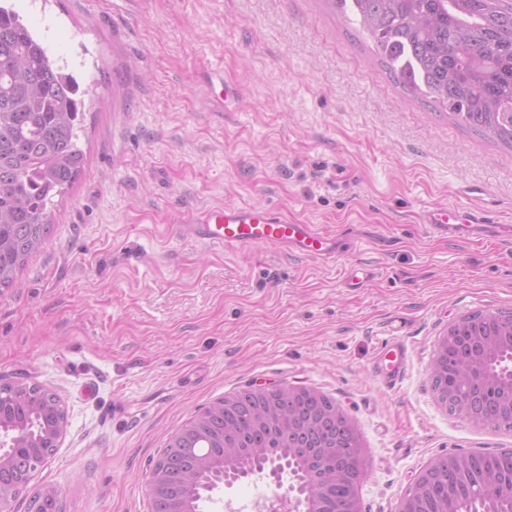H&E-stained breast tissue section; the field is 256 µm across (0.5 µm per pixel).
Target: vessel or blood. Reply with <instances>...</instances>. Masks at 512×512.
<instances>
[{
  "mask_svg": "<svg viewBox=\"0 0 512 512\" xmlns=\"http://www.w3.org/2000/svg\"><path fill=\"white\" fill-rule=\"evenodd\" d=\"M425 222L451 238H466L476 227L471 212L436 208L426 212ZM188 232L204 245L220 244L228 250L259 245H276L310 259H333L340 252L334 236L313 224L288 222L270 209L258 206L213 207L194 214ZM408 359L407 346L398 340L385 344L376 374L389 388L402 378Z\"/></svg>",
  "mask_w": 512,
  "mask_h": 512,
  "instance_id": "vessel-or-blood-1",
  "label": "vessel or blood"
}]
</instances>
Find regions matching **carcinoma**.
Masks as SVG:
<instances>
[{"label": "carcinoma", "instance_id": "obj_1", "mask_svg": "<svg viewBox=\"0 0 512 512\" xmlns=\"http://www.w3.org/2000/svg\"><path fill=\"white\" fill-rule=\"evenodd\" d=\"M359 17L392 80L409 93L448 110L461 127L512 150V0H330ZM86 90L57 66L14 10L0 6V288L14 285L28 257L38 251L53 223L54 198L64 197L82 175L86 155L78 145ZM480 325L501 336L512 333L507 314L475 311L454 321L459 344ZM432 389L438 402L456 414L448 394L458 389L448 377L454 355L435 351ZM474 388L489 403L476 422L512 430V412L500 406L499 389L486 375ZM282 421L272 429L251 427L260 397L250 389L233 394L224 407V427L237 431L235 454L224 471L199 473L191 505L222 479L231 483L270 468L289 472L305 493L318 480L317 461L339 445L355 465L351 484L333 487L324 512H338L366 472L361 438L351 447L339 441L336 402L324 393L290 400L273 395ZM312 423L305 448H290L288 423ZM222 427V428H224ZM216 427L214 435L222 432ZM171 484L181 490L190 472L182 441L171 440ZM453 500L458 512H512V455L474 453L466 472L449 457L432 474L421 512H442Z\"/></svg>", "mask_w": 512, "mask_h": 512}]
</instances>
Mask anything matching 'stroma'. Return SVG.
<instances>
[{
    "label": "stroma",
    "instance_id": "obj_1",
    "mask_svg": "<svg viewBox=\"0 0 512 512\" xmlns=\"http://www.w3.org/2000/svg\"><path fill=\"white\" fill-rule=\"evenodd\" d=\"M0 3L86 91L85 171L19 287L0 288V372L67 411L30 492L56 487L62 512H149V460L260 384L315 388L354 421L362 512H398L434 457L512 448V431L450 415L429 382L451 322L512 311V238L452 241L423 222L465 206L512 225L511 151L396 85L329 0ZM214 204L265 205L346 246L323 262L181 234ZM394 336L409 357L389 389L374 365ZM275 489L256 474L202 510Z\"/></svg>",
    "mask_w": 512,
    "mask_h": 512
}]
</instances>
